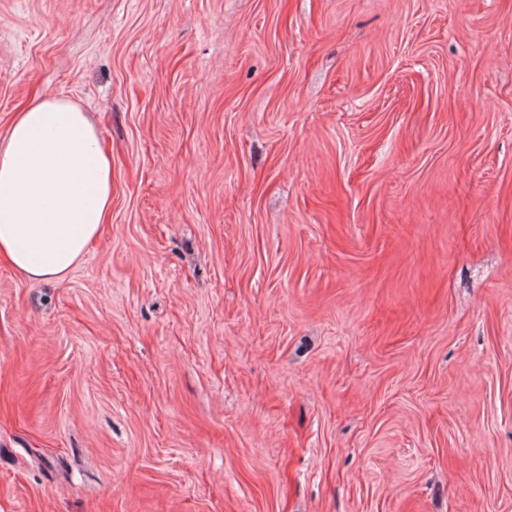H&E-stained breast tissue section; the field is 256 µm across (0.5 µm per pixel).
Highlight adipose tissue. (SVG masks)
Returning a JSON list of instances; mask_svg holds the SVG:
<instances>
[{
    "instance_id": "ef3b65f1",
    "label": "adipose tissue",
    "mask_w": 512,
    "mask_h": 512,
    "mask_svg": "<svg viewBox=\"0 0 512 512\" xmlns=\"http://www.w3.org/2000/svg\"><path fill=\"white\" fill-rule=\"evenodd\" d=\"M111 163L86 112L47 97L0 143V255L27 278L64 276L107 220Z\"/></svg>"
}]
</instances>
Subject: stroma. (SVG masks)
<instances>
[{"mask_svg": "<svg viewBox=\"0 0 512 512\" xmlns=\"http://www.w3.org/2000/svg\"><path fill=\"white\" fill-rule=\"evenodd\" d=\"M112 210L0 259V512H512V0H0V138ZM111 163L86 112L43 98L0 144V254L33 280L64 276L107 220Z\"/></svg>", "mask_w": 512, "mask_h": 512, "instance_id": "stroma-1", "label": "stroma"}]
</instances>
